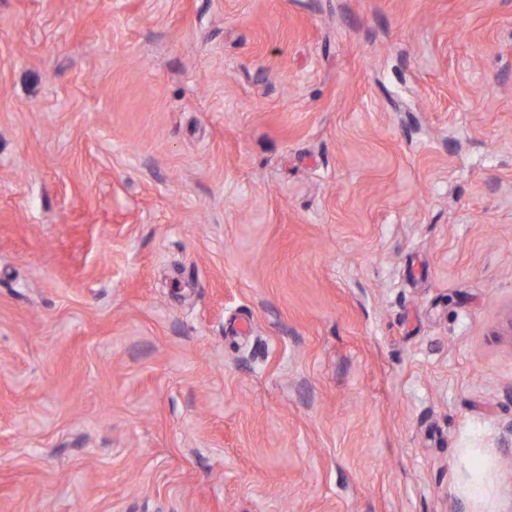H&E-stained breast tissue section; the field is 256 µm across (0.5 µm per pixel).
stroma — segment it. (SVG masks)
I'll use <instances>...</instances> for the list:
<instances>
[{"mask_svg":"<svg viewBox=\"0 0 512 512\" xmlns=\"http://www.w3.org/2000/svg\"><path fill=\"white\" fill-rule=\"evenodd\" d=\"M0 512H512V0H0Z\"/></svg>","mask_w":512,"mask_h":512,"instance_id":"obj_1","label":"stroma"}]
</instances>
